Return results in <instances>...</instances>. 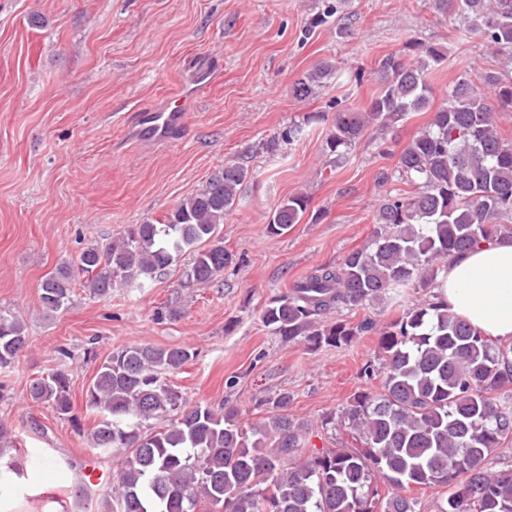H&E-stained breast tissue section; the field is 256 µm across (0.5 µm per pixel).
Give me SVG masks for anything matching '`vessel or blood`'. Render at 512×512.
<instances>
[{"label":"vessel or blood","mask_w":512,"mask_h":512,"mask_svg":"<svg viewBox=\"0 0 512 512\" xmlns=\"http://www.w3.org/2000/svg\"><path fill=\"white\" fill-rule=\"evenodd\" d=\"M215 76L214 66L205 64L188 71L180 94L158 105L144 108L136 116L137 136L156 142H175L185 129L189 101L206 89Z\"/></svg>","instance_id":"b4317fda"}]
</instances>
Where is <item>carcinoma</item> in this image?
Returning <instances> with one entry per match:
<instances>
[{
	"instance_id": "obj_1",
	"label": "carcinoma",
	"mask_w": 512,
	"mask_h": 512,
	"mask_svg": "<svg viewBox=\"0 0 512 512\" xmlns=\"http://www.w3.org/2000/svg\"><path fill=\"white\" fill-rule=\"evenodd\" d=\"M436 14L455 13L465 30L488 50L512 60V0H431ZM406 53L378 62L380 90L366 108L336 103L324 153L343 164L370 127H393L411 112L431 106V73L445 60L434 47L413 42ZM333 72L321 62L294 82L300 99L316 96ZM483 91L462 78L448 90L432 120L398 154L395 173L411 190L385 195L372 240L336 266L314 269L261 310L264 327L310 350L342 349L376 328L374 359L360 370L380 388L363 389L341 413L322 424L345 427L353 448L307 447L308 424L288 413L291 396L267 399V417L250 426L228 403L216 410L189 404L164 375L194 359L187 347L132 345L113 351L98 366L83 398L97 416L88 439L95 455L122 458L107 489L84 485L73 508L97 496L102 512H418L405 494L442 487L439 512H512V470L492 471L488 457L512 441V406L499 401L512 387V347L483 336L448 311L436 294L405 308L381 326L331 320L384 297L435 287L448 258L500 236L512 235V140L504 138L496 113L512 112V79L482 75ZM325 119L302 116L266 150L290 145L302 126ZM255 171L230 160L195 194L155 224H133L106 244H93L75 266L62 265L40 284L42 308L51 313L70 304L73 270L83 287L103 298L112 288L152 280L184 255L188 281L206 284L230 262L218 226L232 210ZM309 197L284 200L266 224L278 237L300 223ZM28 347L20 319L0 312V369ZM29 400L52 409L80 428L61 368L31 381ZM164 420L154 429L149 422ZM19 445L12 425L0 419V481L24 476L13 455Z\"/></svg>"
}]
</instances>
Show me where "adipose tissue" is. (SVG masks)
I'll use <instances>...</instances> for the list:
<instances>
[{"label":"adipose tissue","instance_id":"ef3b65f1","mask_svg":"<svg viewBox=\"0 0 512 512\" xmlns=\"http://www.w3.org/2000/svg\"><path fill=\"white\" fill-rule=\"evenodd\" d=\"M437 292L451 312L485 336L512 344V238H496L450 257Z\"/></svg>","mask_w":512,"mask_h":512}]
</instances>
